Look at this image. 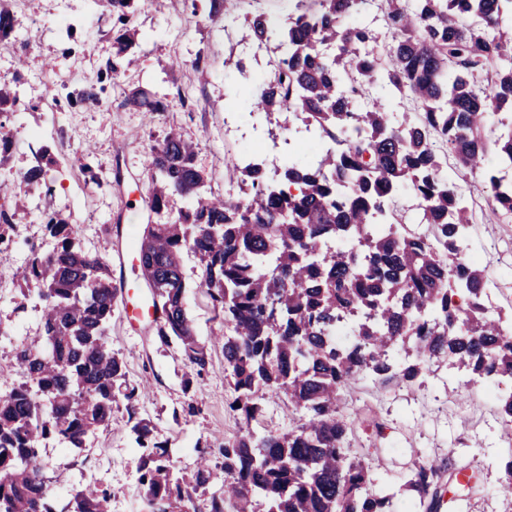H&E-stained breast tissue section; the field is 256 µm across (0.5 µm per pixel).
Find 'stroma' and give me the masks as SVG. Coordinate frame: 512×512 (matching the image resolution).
<instances>
[{
	"instance_id": "1",
	"label": "stroma",
	"mask_w": 512,
	"mask_h": 512,
	"mask_svg": "<svg viewBox=\"0 0 512 512\" xmlns=\"http://www.w3.org/2000/svg\"><path fill=\"white\" fill-rule=\"evenodd\" d=\"M296 0H225L223 13L209 18L208 0H151L138 14L134 46L123 56L121 76L110 67L120 34L104 0H16L14 46L0 47V83L20 77L18 102L0 114V124L13 133L7 161L19 171L48 147L52 162L48 186L10 194L14 215L8 252L0 254V392L21 383L15 362L18 347L42 346L35 298H22L16 272L32 250L47 252L55 241L42 223L46 210L59 211L76 229L83 249L112 252L137 246L155 219L142 202L149 192L146 164L151 145L169 130H178L197 145V164L212 195L227 196L234 183L226 169L228 156L240 155L251 134L246 110H233L238 77L224 59L246 16L262 13L281 22L295 10ZM67 18L59 26V18ZM96 87L101 101L90 106L79 94ZM143 88L164 97L158 113L123 105L125 92ZM87 158L92 174L77 166ZM481 246L478 261L496 287L498 309L512 315V223L479 222L469 230ZM188 288L185 307L199 343L209 351L203 372H196L176 343H163L153 328L131 327L114 307L107 339L125 364L126 382L141 398L135 412L125 402L112 406L108 426L96 430L84 447L47 442L41 451L42 471L55 512H72V497L86 486L111 489V512H149L138 481L142 454L132 427L149 421L169 449L178 471L193 474L200 457L212 471L204 493L195 495L198 512H208L211 497L224 490L225 442L238 424L228 407L233 392L224 362V325L198 282L201 271L193 255L184 257ZM462 370L443 364L422 384L350 388L349 405L362 407L354 447L364 449L377 478L398 486L395 512H417L419 504L403 485L414 462L448 458L469 461L468 480H443L445 499L460 512H512V502L497 494L512 460V444L504 440L498 402L507 387L494 380L467 385V408L448 398L465 383Z\"/></svg>"
}]
</instances>
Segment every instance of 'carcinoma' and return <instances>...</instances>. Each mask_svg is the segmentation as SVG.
Returning a JSON list of instances; mask_svg holds the SVG:
<instances>
[{"mask_svg":"<svg viewBox=\"0 0 512 512\" xmlns=\"http://www.w3.org/2000/svg\"><path fill=\"white\" fill-rule=\"evenodd\" d=\"M138 0H108L133 44ZM298 0L283 24L259 13L245 18L241 41L283 60L277 74H246L229 54L224 65L244 77L236 101L288 125H311L315 155L261 163L231 160L242 195H205L195 147L169 132L150 151L148 196L157 221L143 233L142 272L163 314L160 338L177 339L202 372L207 349L194 337L184 305L183 259L199 261L206 290L224 313V361L240 429L223 449L224 493L209 512H393L395 492L352 452L358 412L340 392L369 378L411 384L440 362L480 378L512 377V334L485 312L486 278L465 256L463 231L474 211L458 194L451 168L475 177L492 195L491 217L512 221V0H379L389 42L382 52L355 22L364 0ZM14 13L0 0V44ZM406 106L390 118L394 101ZM124 104L162 112L165 100L137 89ZM277 134V135H279ZM271 134L272 139H277ZM6 176L0 192L47 184L43 160ZM418 200L409 217L393 201ZM178 197L186 206L172 210ZM56 239L32 252L19 276L23 296L40 304L44 347H21L26 382L0 393V512H54L39 463L48 439L81 448L112 418L117 398L135 413V387L122 388L125 364L107 344L116 300L106 255L88 252L52 211L42 216ZM267 392L282 393L298 423L285 433L250 424ZM140 448L139 483L152 512H175L209 483L204 464L188 481L169 450ZM465 463L417 462L408 487L424 512L441 507V474ZM112 491L88 487L73 512H109Z\"/></svg>","mask_w":512,"mask_h":512,"instance_id":"obj_1","label":"carcinoma"}]
</instances>
